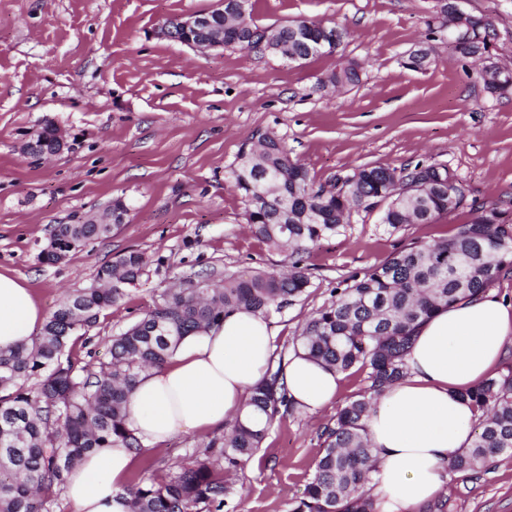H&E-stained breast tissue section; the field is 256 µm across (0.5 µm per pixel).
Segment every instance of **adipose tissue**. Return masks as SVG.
<instances>
[{"label":"adipose tissue","instance_id":"ef3b65f1","mask_svg":"<svg viewBox=\"0 0 512 512\" xmlns=\"http://www.w3.org/2000/svg\"><path fill=\"white\" fill-rule=\"evenodd\" d=\"M45 320L24 280L0 273V351L29 340ZM274 340L263 316L244 310L186 337L165 366L140 375L128 396V429L151 445L245 417ZM511 341L512 305L490 290L416 329L405 377L385 388L366 420L376 465L367 490L377 512H421L445 494L451 459L469 446L477 420L466 393L512 351ZM282 378L294 406L309 412L330 405L342 381L302 352L289 355ZM134 457L121 445L85 457L64 488L72 512H129L122 484Z\"/></svg>","mask_w":512,"mask_h":512}]
</instances>
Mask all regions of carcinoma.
Here are the masks:
<instances>
[{
    "mask_svg": "<svg viewBox=\"0 0 512 512\" xmlns=\"http://www.w3.org/2000/svg\"><path fill=\"white\" fill-rule=\"evenodd\" d=\"M224 45L265 54L267 29L229 10L214 9ZM489 23L477 17L469 38L456 49L465 57L488 44ZM295 61L332 54L346 31L308 19L275 27ZM361 65L349 61L332 71L333 84L356 85ZM229 178L243 194L251 233L271 249L288 251L285 272L226 274L221 287L197 277L200 288H174L165 301L112 336L109 360L98 370L80 365L76 335L95 326L101 313L119 305L144 274L147 260L129 251L100 267L98 287L84 288L60 303L41 332L0 352V512H46L68 476L89 453L121 444L141 452L126 427V402L140 374L165 365L187 336L220 327L238 310L269 315L300 297L310 283V258L320 240L347 232L352 212L388 201L381 223L391 229L428 224L457 209L464 196L443 164L412 168L365 165L330 187L316 185L309 170L290 157L287 144L256 135L237 156ZM112 228L105 224H59L41 258L58 263ZM512 269V222L496 208H478L469 224L430 242L396 249L363 275L335 288L334 299L302 326L297 344L308 357L343 373H363L369 382L323 432V452L302 497L290 512H374L366 494L373 469L365 419L384 388L405 375L416 328L440 309L484 293ZM280 372L269 374L251 394L252 419L235 421L210 457L176 475L136 477L126 486L129 512H224L231 487L224 469L253 457L279 412L293 409ZM479 412L469 447L452 458L450 470H487L512 451V366L467 391Z\"/></svg>",
    "mask_w": 512,
    "mask_h": 512,
    "instance_id": "cac0c4a2",
    "label": "carcinoma"
}]
</instances>
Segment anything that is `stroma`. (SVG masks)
Masks as SVG:
<instances>
[{"label": "stroma", "mask_w": 512, "mask_h": 512, "mask_svg": "<svg viewBox=\"0 0 512 512\" xmlns=\"http://www.w3.org/2000/svg\"><path fill=\"white\" fill-rule=\"evenodd\" d=\"M218 0H0V272L26 279L44 311L89 287L98 269L138 251L145 274L120 306L104 311L75 342L81 363L98 367L110 336L198 274L275 271L287 252L250 232L245 202L229 179L240 148L270 132L316 183L367 164L446 165L463 204L429 224L391 229L379 211L353 214L346 234L317 243L305 293L267 321L274 362L285 361L304 322L344 279L396 248L450 235L478 207L512 216V93L487 89L480 62L436 36L430 68L405 55L437 23L441 0H249L254 21L274 28L306 18L347 32L336 53L301 62L238 47L196 51L161 36L172 18ZM494 31L489 62L512 70V0H460ZM361 80L336 92L322 80L341 64ZM65 131L51 157L25 153L44 125ZM122 198L129 213L105 239L57 264L38 255L59 224H75ZM366 386L345 376L331 408L281 415L261 449L226 480L230 512H289L322 453L321 434ZM207 438L176 436L142 450L132 474L175 473L205 457ZM442 512H512V457L487 471L452 474Z\"/></svg>", "instance_id": "35a3bbf8"}]
</instances>
